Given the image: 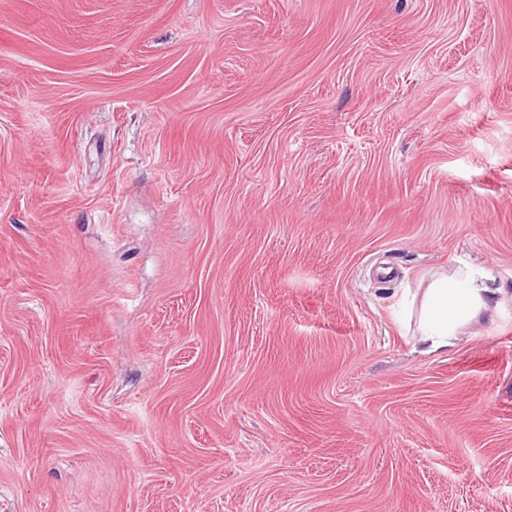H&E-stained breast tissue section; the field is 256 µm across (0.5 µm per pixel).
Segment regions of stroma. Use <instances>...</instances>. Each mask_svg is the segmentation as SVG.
<instances>
[{
	"label": "stroma",
	"mask_w": 512,
	"mask_h": 512,
	"mask_svg": "<svg viewBox=\"0 0 512 512\" xmlns=\"http://www.w3.org/2000/svg\"><path fill=\"white\" fill-rule=\"evenodd\" d=\"M0 512H512V0H0ZM493 275L481 269H460L451 275L437 273L426 288L420 305L418 342L422 354L454 346L461 330L499 292Z\"/></svg>",
	"instance_id": "1"
}]
</instances>
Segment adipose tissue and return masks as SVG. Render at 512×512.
I'll use <instances>...</instances> for the list:
<instances>
[{
  "instance_id": "obj_1",
  "label": "adipose tissue",
  "mask_w": 512,
  "mask_h": 512,
  "mask_svg": "<svg viewBox=\"0 0 512 512\" xmlns=\"http://www.w3.org/2000/svg\"><path fill=\"white\" fill-rule=\"evenodd\" d=\"M493 275L481 269H460L435 274L420 305L418 342L430 354L454 346L462 329L496 295Z\"/></svg>"
}]
</instances>
